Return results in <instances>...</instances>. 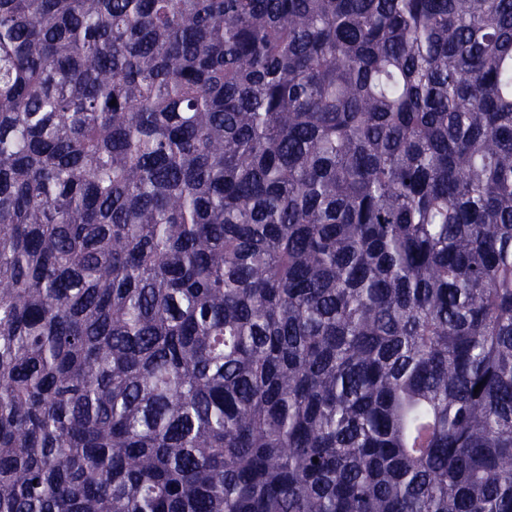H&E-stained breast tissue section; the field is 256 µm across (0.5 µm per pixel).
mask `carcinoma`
I'll list each match as a JSON object with an SVG mask.
<instances>
[{
  "label": "carcinoma",
  "mask_w": 512,
  "mask_h": 512,
  "mask_svg": "<svg viewBox=\"0 0 512 512\" xmlns=\"http://www.w3.org/2000/svg\"><path fill=\"white\" fill-rule=\"evenodd\" d=\"M0 512H512V0H0Z\"/></svg>",
  "instance_id": "obj_1"
}]
</instances>
